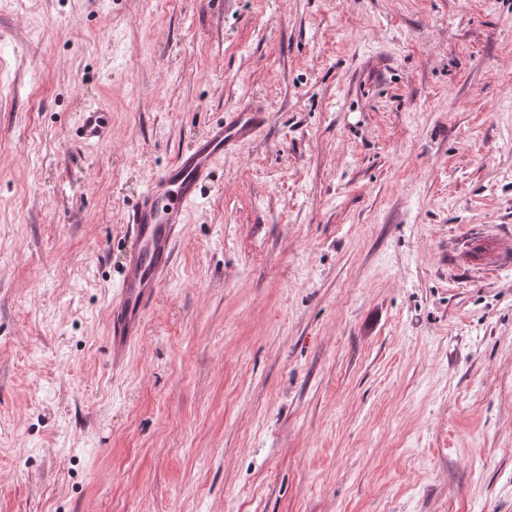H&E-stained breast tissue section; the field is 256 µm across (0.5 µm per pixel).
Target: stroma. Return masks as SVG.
<instances>
[{"label":"stroma","mask_w":512,"mask_h":512,"mask_svg":"<svg viewBox=\"0 0 512 512\" xmlns=\"http://www.w3.org/2000/svg\"><path fill=\"white\" fill-rule=\"evenodd\" d=\"M253 100L112 367L123 212ZM0 512H512V0H0ZM112 121L108 112L96 105H88L80 114L76 136L83 144H99L111 133Z\"/></svg>","instance_id":"obj_1"}]
</instances>
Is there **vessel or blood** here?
Masks as SVG:
<instances>
[{"label": "vessel or blood", "instance_id": "b4317fda", "mask_svg": "<svg viewBox=\"0 0 512 512\" xmlns=\"http://www.w3.org/2000/svg\"><path fill=\"white\" fill-rule=\"evenodd\" d=\"M265 120V112L256 107L224 113L202 139L154 175L126 211L128 246L108 313L113 364L123 363L141 336L144 318L172 267L186 214L201 200L216 161L253 139ZM111 127L110 114L91 104L80 114L76 136L83 144H99L109 138Z\"/></svg>", "mask_w": 512, "mask_h": 512}]
</instances>
